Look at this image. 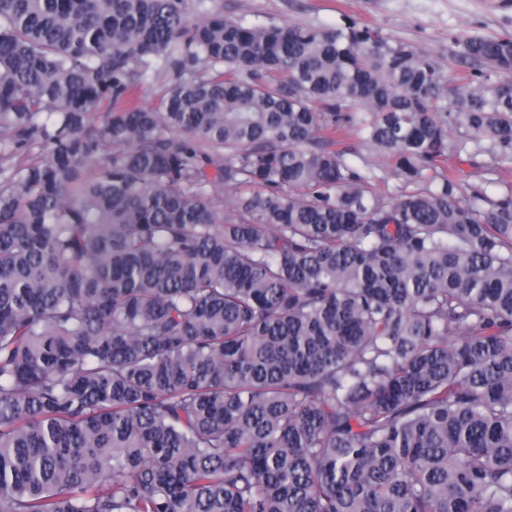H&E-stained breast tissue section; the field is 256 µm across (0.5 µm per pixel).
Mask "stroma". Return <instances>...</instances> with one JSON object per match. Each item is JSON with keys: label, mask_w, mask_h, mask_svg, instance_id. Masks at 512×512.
<instances>
[{"label": "stroma", "mask_w": 512, "mask_h": 512, "mask_svg": "<svg viewBox=\"0 0 512 512\" xmlns=\"http://www.w3.org/2000/svg\"><path fill=\"white\" fill-rule=\"evenodd\" d=\"M224 11L245 23L292 22L331 26L345 18L379 27L410 42L441 63L448 76L472 73L473 67L458 55L456 38L468 35L512 37V0H222ZM349 163L369 166L381 177V189L396 190L399 181L388 160L365 145L355 132L340 139ZM461 166L463 184L483 186L490 196L512 188V164L500 162L495 152H476Z\"/></svg>", "instance_id": "stroma-1"}]
</instances>
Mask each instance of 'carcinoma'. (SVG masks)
Returning <instances> with one entry per match:
<instances>
[{"label":"carcinoma","instance_id":"carcinoma-1","mask_svg":"<svg viewBox=\"0 0 512 512\" xmlns=\"http://www.w3.org/2000/svg\"><path fill=\"white\" fill-rule=\"evenodd\" d=\"M457 44L0 0V512H512V193L448 170L512 38ZM337 148L342 150L349 149L353 152L346 156L349 163L361 168H363L365 164H368L378 176L383 177L385 181L379 182V186L382 190L390 192L396 190L399 181L393 175L392 167L388 160L373 147L365 145L358 134L352 131L346 132L345 135L340 138V144Z\"/></svg>","mask_w":512,"mask_h":512}]
</instances>
